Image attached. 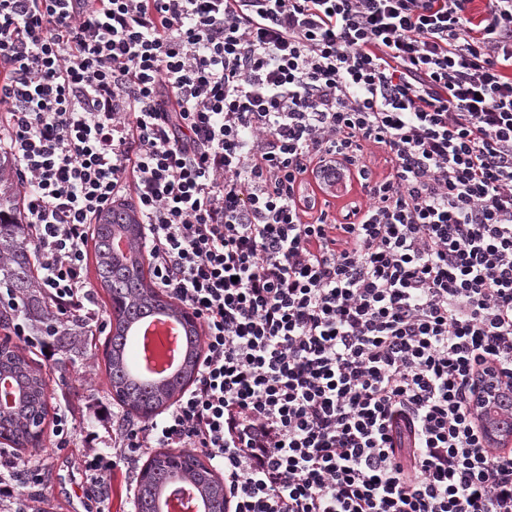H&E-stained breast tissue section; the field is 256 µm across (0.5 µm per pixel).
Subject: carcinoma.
<instances>
[{
	"mask_svg": "<svg viewBox=\"0 0 512 512\" xmlns=\"http://www.w3.org/2000/svg\"><path fill=\"white\" fill-rule=\"evenodd\" d=\"M16 164L6 148L0 147V327L44 340L59 354L56 368L65 375L71 356L79 352L87 335L86 321L73 318L64 324L56 307L35 286L34 248L20 207ZM122 231L138 239L139 224L130 205H117L102 213L93 227L95 276L106 291L110 305V329L104 355L110 395L125 408L128 418L149 419L157 415L177 393L195 378L201 352L200 333L194 320L184 322L188 352L184 368L161 384H144L127 372L125 337L138 319L155 310L178 309L148 282L144 257L136 251L129 257L113 255V235ZM10 379L17 391L15 406L0 411V438L18 450L38 448L42 436L32 424L48 416L47 384L32 362L17 346L0 343V378ZM176 478L192 482L212 512H226L224 483L192 450L155 453L137 473L138 512H159L157 500L162 489Z\"/></svg>",
	"mask_w": 512,
	"mask_h": 512,
	"instance_id": "cac0c4a2",
	"label": "carcinoma"
}]
</instances>
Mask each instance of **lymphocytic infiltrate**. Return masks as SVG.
<instances>
[{"label": "lymphocytic infiltrate", "mask_w": 512, "mask_h": 512, "mask_svg": "<svg viewBox=\"0 0 512 512\" xmlns=\"http://www.w3.org/2000/svg\"><path fill=\"white\" fill-rule=\"evenodd\" d=\"M472 3L0 0L40 291L93 304V224L128 202L203 330L190 388L87 484L197 448L228 512H512L471 410L512 382V0ZM336 161L367 200L335 223L304 177ZM24 473L0 456V512H40Z\"/></svg>", "instance_id": "obj_1"}]
</instances>
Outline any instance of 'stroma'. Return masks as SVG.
<instances>
[{"label":"stroma","instance_id":"1","mask_svg":"<svg viewBox=\"0 0 512 512\" xmlns=\"http://www.w3.org/2000/svg\"><path fill=\"white\" fill-rule=\"evenodd\" d=\"M97 312L98 331L87 340L82 357L71 365L67 378H60L52 360L44 357L39 349L25 347L24 353L32 358L48 384L50 410L70 411L77 429H90L98 434L97 440L85 442L77 439L64 447H57L52 433H45L39 450L23 451L29 462L26 475L29 489L46 492L45 512H134L133 498L127 490L135 483V469L123 466L112 471L105 479L109 488L105 504H98L87 492L84 482V460L87 454L109 453L114 428L111 422H96L88 408L96 402H104L115 416H122L109 394V386L103 357V343L108 334L109 302L100 285L92 287Z\"/></svg>","mask_w":512,"mask_h":512}]
</instances>
